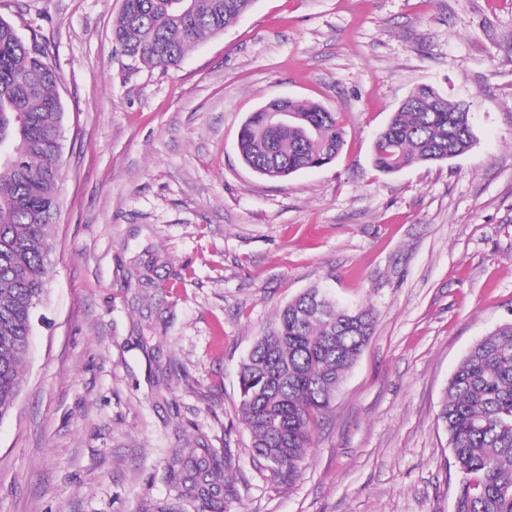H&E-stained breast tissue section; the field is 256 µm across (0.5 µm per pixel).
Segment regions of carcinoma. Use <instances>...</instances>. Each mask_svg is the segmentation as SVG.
Returning <instances> with one entry per match:
<instances>
[{"label":"carcinoma","mask_w":512,"mask_h":512,"mask_svg":"<svg viewBox=\"0 0 512 512\" xmlns=\"http://www.w3.org/2000/svg\"><path fill=\"white\" fill-rule=\"evenodd\" d=\"M254 0H123L112 25L124 54L176 66L200 40L221 33ZM60 78L37 41L0 18V412L20 394L36 307L47 291L62 171ZM284 111L274 127L268 113ZM345 132L337 113L273 99L251 113L237 141L255 174L284 180L336 160ZM475 135L465 104L430 85L415 88L375 138L386 174L467 153ZM366 308L336 305L309 288L278 312L240 365L239 421L272 477L291 482L320 420L374 330ZM437 420L448 433L459 485L453 512H512V322L478 340L455 368Z\"/></svg>","instance_id":"obj_1"}]
</instances>
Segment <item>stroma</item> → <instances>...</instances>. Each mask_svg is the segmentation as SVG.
Listing matches in <instances>:
<instances>
[{
    "label": "stroma",
    "mask_w": 512,
    "mask_h": 512,
    "mask_svg": "<svg viewBox=\"0 0 512 512\" xmlns=\"http://www.w3.org/2000/svg\"><path fill=\"white\" fill-rule=\"evenodd\" d=\"M122 0H0L60 77V218L22 391L0 420V512H453L437 420L469 347L512 321V0H255L175 67L112 37ZM471 104L461 156L382 173L417 85ZM337 112L336 160L284 181L237 152L274 98ZM324 288L374 333L293 483L239 423L238 369ZM206 459L209 500L173 455Z\"/></svg>",
    "instance_id": "1"
}]
</instances>
